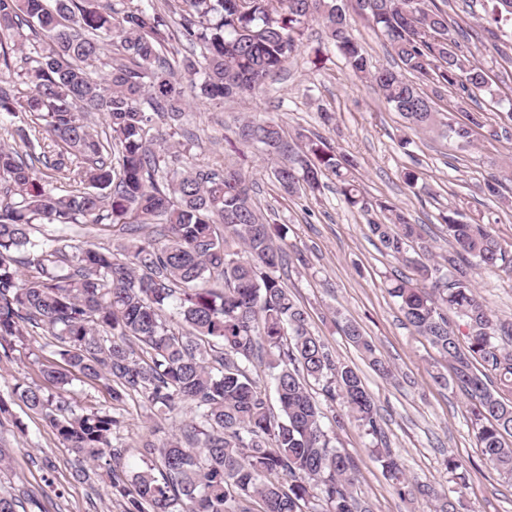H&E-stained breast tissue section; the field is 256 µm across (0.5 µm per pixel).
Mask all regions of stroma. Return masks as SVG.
Segmentation results:
<instances>
[{
    "label": "stroma",
    "mask_w": 512,
    "mask_h": 512,
    "mask_svg": "<svg viewBox=\"0 0 512 512\" xmlns=\"http://www.w3.org/2000/svg\"><path fill=\"white\" fill-rule=\"evenodd\" d=\"M352 35L363 44L376 68H395L396 61L372 21L356 0H345ZM452 28L480 34L483 44L476 57L482 63L495 97L469 100L453 88L435 89L437 107L457 120L480 111L489 125L512 119V38L486 33L480 0H444ZM333 115L324 123L323 112ZM280 124L291 145L299 135L320 136L334 150L356 161L355 174L370 201L389 200L403 207L413 223L421 225L436 255L455 251L440 216L458 208L466 217L486 218L503 245L512 249V141L477 136L472 148L459 149L453 139L422 129L408 128L404 118L388 106L367 82L356 78L342 56L328 44L322 25L311 23L296 56L286 70L256 97L224 103L191 99L182 126L195 134L190 145L194 163L223 168L237 157L227 140L245 117ZM274 159L249 156L245 165L255 181L254 200L271 222L288 227V270L283 283L306 309L315 335L320 336L342 364L355 368L374 397L391 453L407 475L445 491L457 500L458 512H512V477L484 458L471 424V401L458 388L438 385L434 374H449L447 358L403 323L395 300L383 286L401 266L369 231L366 213L349 207L327 181L317 196H289L271 172ZM419 171L418 187L406 185L400 172ZM497 176L504 185L500 197L482 192L486 179ZM478 294L501 319L512 321V280L484 269L472 271ZM359 324L391 367L383 378L342 336L339 322ZM48 333L14 340L0 351V390L15 384H42V347ZM67 401L73 409L111 405L120 422L123 475L145 469L141 453L146 440H162L188 421V410L170 416L154 415L136 400L112 405L99 386L74 381ZM325 416H340L333 443L357 464L356 490L373 512H430L425 498L402 500L372 454L378 439L354 419L341 416L339 404L322 402ZM0 446L10 455V468L0 476V488L24 487L38 499L39 512H126L127 499L111 480L96 473L77 482L71 477L74 455L52 433L42 415L11 405L0 415ZM466 460V488H459L446 467L448 457Z\"/></svg>",
    "instance_id": "stroma-1"
}]
</instances>
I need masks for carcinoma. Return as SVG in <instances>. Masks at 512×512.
I'll return each mask as SVG.
<instances>
[{
	"instance_id": "carcinoma-1",
	"label": "carcinoma",
	"mask_w": 512,
	"mask_h": 512,
	"mask_svg": "<svg viewBox=\"0 0 512 512\" xmlns=\"http://www.w3.org/2000/svg\"><path fill=\"white\" fill-rule=\"evenodd\" d=\"M0 0V116L17 127L18 151L0 144V345L41 328L45 385L0 393V414L20 401L47 420L75 455L72 478L120 466V421L111 407L72 410L65 394L75 380L103 386L115 403L137 395L169 415L192 419L142 453L152 459L133 473L127 512H371L354 490L355 465L333 445L310 383L339 402L370 434L382 427L360 375L336 362L307 312L277 275L287 261V228L271 224L253 200L243 167L221 172L182 167L160 175L180 152L174 140L189 103L164 53L188 45L184 70L199 76L206 101L265 90L286 68L310 23L352 73L369 82L411 125L454 139L465 150L473 132L512 141V126L486 125L482 113L461 123L442 113L419 83L460 90L469 99L493 94L482 64L451 36L448 12L435 0H356L385 37L401 68L372 69L349 31L340 0H181L180 20L153 0ZM488 23L512 28V0H487ZM102 115L108 132L87 122ZM229 145L247 160L253 149L279 159L273 176L289 195H316L322 178L336 181L348 206L369 211L354 161L321 139L294 150L283 129L247 118ZM55 174L77 186L60 196ZM372 235L410 274L384 282L405 325L448 358L450 376L436 382L474 401L472 423L486 460L512 476V322L494 319L472 285L473 265L512 274V250L488 224L441 216L456 248L475 259L436 260L432 246L398 206L378 204ZM58 234L38 239L36 221ZM72 224H121L125 241L68 252ZM459 323L448 324V312ZM343 335L381 377L389 364L361 327ZM273 371V410L254 370ZM498 379L494 387L490 376ZM377 460L403 499L427 498L433 512H455L448 495L415 484L390 452ZM25 489L0 490V512H28Z\"/></svg>"
}]
</instances>
